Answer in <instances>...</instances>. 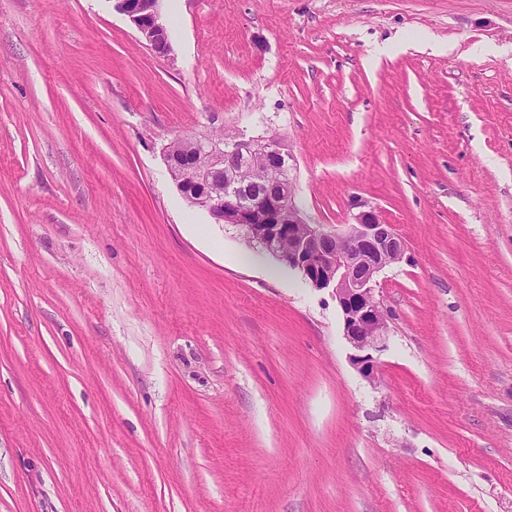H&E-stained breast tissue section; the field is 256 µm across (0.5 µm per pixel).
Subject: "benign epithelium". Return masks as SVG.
I'll return each instance as SVG.
<instances>
[{
    "label": "benign epithelium",
    "mask_w": 512,
    "mask_h": 512,
    "mask_svg": "<svg viewBox=\"0 0 512 512\" xmlns=\"http://www.w3.org/2000/svg\"><path fill=\"white\" fill-rule=\"evenodd\" d=\"M152 50L169 51L160 20V0H116ZM187 147H166L164 159L177 188L215 224L239 227L247 240L273 254L301 274L315 289L333 288L343 316L344 336L358 351L377 349L388 333L386 316L375 297L376 276L399 262L406 249L403 237L374 209L359 203L345 230L312 224L297 202L294 182L282 176L288 149L279 137L245 140L226 134H201L185 139ZM260 157L266 189H242L240 156Z\"/></svg>",
    "instance_id": "7a95c632"
}]
</instances>
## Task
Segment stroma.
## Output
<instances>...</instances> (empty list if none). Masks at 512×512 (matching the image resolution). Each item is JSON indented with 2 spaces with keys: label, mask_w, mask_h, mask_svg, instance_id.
Instances as JSON below:
<instances>
[{
  "label": "stroma",
  "mask_w": 512,
  "mask_h": 512,
  "mask_svg": "<svg viewBox=\"0 0 512 512\" xmlns=\"http://www.w3.org/2000/svg\"><path fill=\"white\" fill-rule=\"evenodd\" d=\"M0 0V512H512V0ZM283 137L406 241L365 377L332 289L163 150ZM118 9L126 15L142 38L156 53L166 54L169 38L160 20V0H116Z\"/></svg>",
  "instance_id": "1"
}]
</instances>
